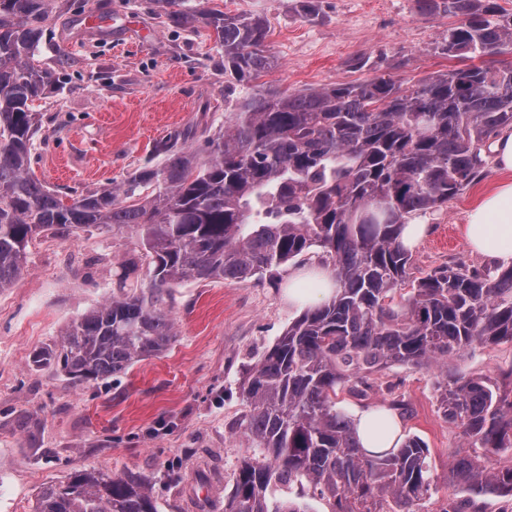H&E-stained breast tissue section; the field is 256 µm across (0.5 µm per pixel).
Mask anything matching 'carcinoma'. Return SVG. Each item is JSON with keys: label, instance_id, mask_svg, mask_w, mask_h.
Masks as SVG:
<instances>
[{"label": "carcinoma", "instance_id": "carcinoma-1", "mask_svg": "<svg viewBox=\"0 0 512 512\" xmlns=\"http://www.w3.org/2000/svg\"><path fill=\"white\" fill-rule=\"evenodd\" d=\"M424 13L460 15L437 45L482 62L409 86L390 77L294 94L254 93L228 113L224 131H175L154 146L161 163L115 185L69 196L30 170L42 131L34 101L58 81L35 63L56 0H0V291L12 287L26 249L48 232L67 240L91 227L136 235L154 291L127 292L85 313L35 368L88 383L163 353L177 336L162 291L184 280L242 282L274 276L319 249L336 291L288 324L250 371L241 426L258 455L243 460L224 512H424L436 490L429 449L417 437L369 454L338 394L365 399L389 364L446 358L473 343L512 342V268L450 264L409 280L406 220L457 195L486 165L489 141L512 129V65L486 58L512 45L497 0H418ZM202 21L224 47V77L237 84L272 66L266 22L203 7L167 13ZM443 417L472 454L452 471L468 490L443 512H483L484 497L512 495V396L486 376L442 383ZM34 512H158L133 473L76 471L38 492Z\"/></svg>", "mask_w": 512, "mask_h": 512}]
</instances>
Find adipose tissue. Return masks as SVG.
Returning <instances> with one entry per match:
<instances>
[{
  "instance_id": "adipose-tissue-1",
  "label": "adipose tissue",
  "mask_w": 512,
  "mask_h": 512,
  "mask_svg": "<svg viewBox=\"0 0 512 512\" xmlns=\"http://www.w3.org/2000/svg\"><path fill=\"white\" fill-rule=\"evenodd\" d=\"M490 151L502 178L467 212L463 236L469 249L509 267L512 266V131L499 135ZM334 288L333 269L313 267L300 271L289 281L288 298L296 304H315L329 297ZM351 416L362 447L391 448L403 435L402 421L391 408H357Z\"/></svg>"
}]
</instances>
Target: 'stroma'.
<instances>
[{
  "mask_svg": "<svg viewBox=\"0 0 512 512\" xmlns=\"http://www.w3.org/2000/svg\"><path fill=\"white\" fill-rule=\"evenodd\" d=\"M318 2L308 20L300 0H209L269 27L264 52L274 67L232 85L205 24L170 23L160 0H87L81 14L72 0H58L38 58L52 68L64 53L68 64L60 87L36 102L43 130L32 148L35 176L63 192L118 183L146 166L169 132L222 129L225 104L258 90L294 93L382 75L411 84L453 65L436 45L460 17L423 14L416 0ZM357 57L364 67H352ZM495 178L486 167L421 215L428 231L412 251L414 277L452 262L493 268L466 246L461 225ZM140 257L138 242L125 235L40 237L27 249L22 278L0 291V512H31L43 486L80 470L141 475L159 512H224L241 462L255 453L240 427L249 410L243 381L302 313L287 296L298 263L321 256L289 262L273 280L173 285L166 308L174 342L107 380L78 385L55 369H34L33 352L118 294L123 262ZM477 376L512 385V342L476 343L436 363L392 364L376 375L368 404L403 400L406 435L430 450L438 492L425 512L467 494L449 472L467 441L440 413L437 383Z\"/></svg>",
  "mask_w": 512,
  "mask_h": 512,
  "instance_id": "stroma-1",
  "label": "stroma"
}]
</instances>
